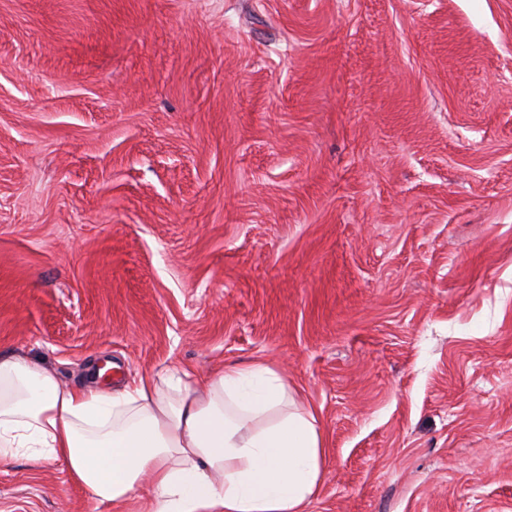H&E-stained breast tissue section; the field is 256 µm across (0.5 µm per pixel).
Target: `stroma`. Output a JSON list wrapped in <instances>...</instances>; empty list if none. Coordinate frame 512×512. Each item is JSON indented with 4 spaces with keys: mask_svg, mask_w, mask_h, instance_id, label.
<instances>
[{
    "mask_svg": "<svg viewBox=\"0 0 512 512\" xmlns=\"http://www.w3.org/2000/svg\"><path fill=\"white\" fill-rule=\"evenodd\" d=\"M0 353L272 363L307 512H512V0H0ZM0 512H99L0 463Z\"/></svg>",
    "mask_w": 512,
    "mask_h": 512,
    "instance_id": "stroma-1",
    "label": "stroma"
}]
</instances>
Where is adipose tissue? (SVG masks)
<instances>
[{"label":"adipose tissue","mask_w":512,"mask_h":512,"mask_svg":"<svg viewBox=\"0 0 512 512\" xmlns=\"http://www.w3.org/2000/svg\"><path fill=\"white\" fill-rule=\"evenodd\" d=\"M63 461L102 506L142 482L152 512H306L323 473L314 414L263 361L110 391L0 354V461Z\"/></svg>","instance_id":"ef3b65f1"}]
</instances>
